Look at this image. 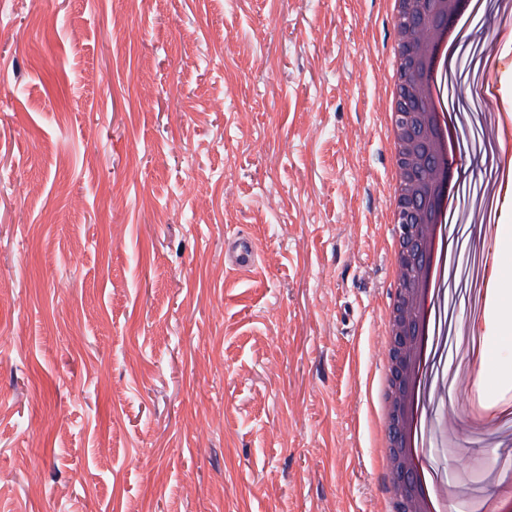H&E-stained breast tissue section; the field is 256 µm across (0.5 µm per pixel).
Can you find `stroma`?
<instances>
[{
	"mask_svg": "<svg viewBox=\"0 0 512 512\" xmlns=\"http://www.w3.org/2000/svg\"><path fill=\"white\" fill-rule=\"evenodd\" d=\"M501 39L485 43L488 26ZM512 85V15L458 27ZM385 0H0V512H385L369 383L391 283ZM465 107L421 446L494 498L512 442V101ZM259 246L224 262L227 232ZM224 246V259L232 269L244 272L254 267L259 248L249 234L236 232L228 235Z\"/></svg>",
	"mask_w": 512,
	"mask_h": 512,
	"instance_id": "35a3bbf8",
	"label": "stroma"
}]
</instances>
